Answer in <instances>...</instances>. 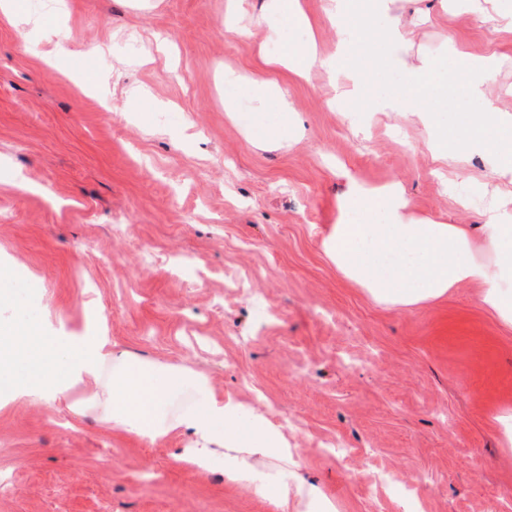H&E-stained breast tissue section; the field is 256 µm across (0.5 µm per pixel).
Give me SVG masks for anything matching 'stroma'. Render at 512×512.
<instances>
[{
  "label": "stroma",
  "mask_w": 512,
  "mask_h": 512,
  "mask_svg": "<svg viewBox=\"0 0 512 512\" xmlns=\"http://www.w3.org/2000/svg\"><path fill=\"white\" fill-rule=\"evenodd\" d=\"M335 60L348 29L329 0H301ZM395 0L414 20L404 59L457 49L494 57L485 85L512 115V0ZM227 0H15L0 21V266L16 303L0 320L37 321L48 341L103 325L133 357L184 364L216 392L263 399L288 429L301 474L337 512H512V447L494 415L512 408V329L471 284L418 305L374 302L328 259L323 240L350 180L400 181L420 222L481 224L512 215V184L489 156L441 166L425 128L396 112L328 106V73L278 74L300 119L287 145H258L224 110V75H263L257 49L298 45L299 30L258 22L224 34ZM68 58L47 65L61 33ZM0 380V512H277L225 485L224 457L195 473L107 430L85 409L33 400ZM334 435L358 457L320 446ZM410 481L406 507L370 474Z\"/></svg>",
  "instance_id": "35a3bbf8"
}]
</instances>
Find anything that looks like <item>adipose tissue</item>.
<instances>
[{"label":"adipose tissue","instance_id":"adipose-tissue-1","mask_svg":"<svg viewBox=\"0 0 512 512\" xmlns=\"http://www.w3.org/2000/svg\"><path fill=\"white\" fill-rule=\"evenodd\" d=\"M392 0H335L329 21L356 10L360 33L352 40L353 55L378 67L393 66L399 81L380 88L365 101L367 111L402 112L429 132V143L441 160H461L476 153L492 154V169L512 176V145L491 147L489 130L507 131L512 121L500 116L484 93L496 63L472 58L460 100L449 89L447 59L410 63L397 52L408 41L401 16L392 14ZM258 102L272 113L244 112L235 95L224 97V109L249 128L259 129L266 143H283L296 126L293 106L274 82L245 81ZM411 202L401 184L365 189L350 184L340 207L345 218L330 226L324 238L328 258L378 303L415 305L445 296L452 288L476 283L481 303L512 328V224L490 213L478 230L458 224L421 223L408 216ZM37 324L0 326V377L25 367L36 397H66L78 385L99 382L104 368L112 385L99 394L103 420L113 432L152 445L173 434L192 437L174 461L209 470L216 448L224 450V482L273 502L278 512H336L335 501L320 483L300 476L301 458L282 428L266 411L215 393L206 374L163 361H139L116 348L109 336L94 331L67 336L46 349ZM194 394L191 405L169 415L165 407L180 391Z\"/></svg>","mask_w":512,"mask_h":512}]
</instances>
